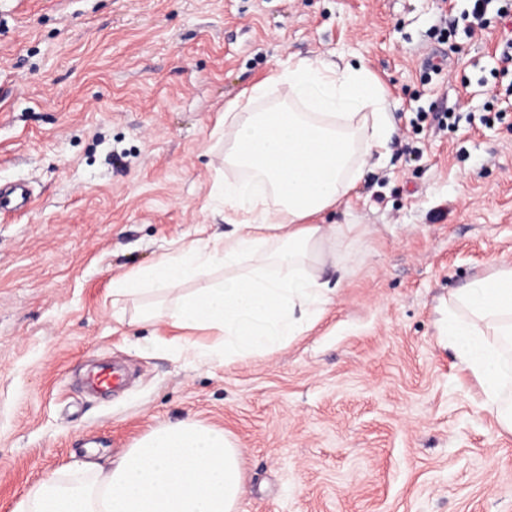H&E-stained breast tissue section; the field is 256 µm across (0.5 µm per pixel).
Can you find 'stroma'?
<instances>
[{
  "mask_svg": "<svg viewBox=\"0 0 512 512\" xmlns=\"http://www.w3.org/2000/svg\"><path fill=\"white\" fill-rule=\"evenodd\" d=\"M466 0H0V512L184 418L243 455L240 512H512V433L442 335L448 293L512 264V14ZM360 57L396 109L328 220L356 224L308 334L179 357L112 280L230 232L224 104L289 57ZM456 120H448V113ZM132 380L81 381L101 361ZM31 199V191L24 184H15L0 188V211L12 212L27 204Z\"/></svg>",
  "mask_w": 512,
  "mask_h": 512,
  "instance_id": "1",
  "label": "stroma"
}]
</instances>
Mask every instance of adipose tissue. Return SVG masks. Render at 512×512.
<instances>
[{"label": "adipose tissue", "instance_id": "adipose-tissue-1", "mask_svg": "<svg viewBox=\"0 0 512 512\" xmlns=\"http://www.w3.org/2000/svg\"><path fill=\"white\" fill-rule=\"evenodd\" d=\"M390 112L387 89L364 63L294 57L272 69L224 104V164L250 176L213 188L234 232L113 279V301L162 299L140 321L206 331L179 355L226 365L311 330L336 296L324 274L328 249L354 231L323 216L355 189L366 158L389 154ZM215 268L223 276L210 277ZM190 282L195 290L185 291ZM444 334L482 407L512 433V264L450 293ZM243 483L241 451L224 431L186 419L137 439L88 481L33 487L12 512H239Z\"/></svg>", "mask_w": 512, "mask_h": 512}]
</instances>
